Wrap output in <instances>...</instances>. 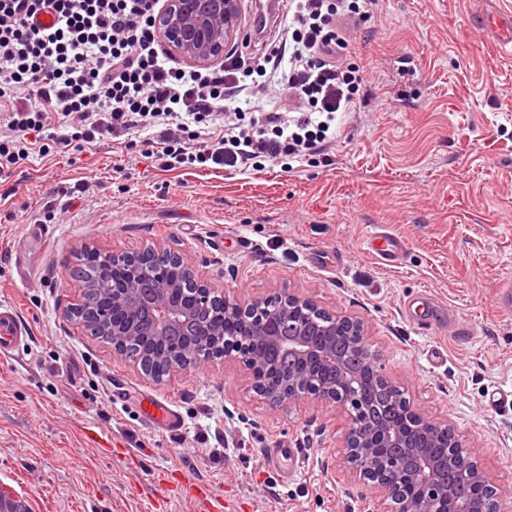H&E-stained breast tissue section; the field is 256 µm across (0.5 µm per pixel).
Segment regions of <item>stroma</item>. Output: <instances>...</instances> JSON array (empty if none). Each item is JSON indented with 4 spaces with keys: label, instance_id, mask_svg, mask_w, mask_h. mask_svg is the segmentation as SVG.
Returning a JSON list of instances; mask_svg holds the SVG:
<instances>
[{
    "label": "stroma",
    "instance_id": "35a3bbf8",
    "mask_svg": "<svg viewBox=\"0 0 512 512\" xmlns=\"http://www.w3.org/2000/svg\"><path fill=\"white\" fill-rule=\"evenodd\" d=\"M502 6L379 0L351 28L369 97L323 155L293 169L166 171L105 138L0 182V303L30 328L0 358V494L24 512H211L217 498L230 512H375L343 463L341 411L268 407L235 355L153 381L66 318L82 300L72 270L83 248L153 243L226 293L286 290L362 318L387 381L512 486V405L489 404L512 391V311L496 304L512 281V59L472 23ZM64 182L82 189L63 195ZM48 208L58 217L46 223ZM379 232L405 241L399 261L367 252ZM423 293L470 327L469 341L409 320ZM144 394L168 402L180 430L151 426ZM90 429L116 450L85 443ZM271 448L293 457L271 466Z\"/></svg>",
    "mask_w": 512,
    "mask_h": 512
}]
</instances>
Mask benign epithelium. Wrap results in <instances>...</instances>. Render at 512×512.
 Listing matches in <instances>:
<instances>
[{"mask_svg": "<svg viewBox=\"0 0 512 512\" xmlns=\"http://www.w3.org/2000/svg\"><path fill=\"white\" fill-rule=\"evenodd\" d=\"M161 43L188 63L208 67L224 57L240 34L239 0H165L155 19ZM172 255L192 279L197 293L191 295L175 277L160 269L145 272L149 287L133 278L120 279L112 290V335H139L136 314L143 298L150 299L155 331L146 337L151 352L147 357L169 361L167 372L188 370L180 356L183 351L165 344L164 336L186 333L199 338L221 336L225 324L234 325L239 336L252 345L244 365L250 371L253 391L270 408L305 398L345 408L336 390L350 380L373 371L375 357L366 336L365 323L358 317L326 313L328 322L312 325L306 311L317 307L310 298L286 290L266 298L246 300L226 294L220 297L224 314L220 321L200 323L193 330L198 300L208 299L215 285L198 278L190 260L155 245L135 253L112 255V270L124 265H147V260ZM275 302L279 308L265 320H251L254 311ZM269 351L288 354L290 366L274 370L266 360ZM409 428L385 421L365 426L348 420L342 448L345 461L374 490L379 512H487L484 499L461 489L488 487L500 500L512 494L506 485L494 483L484 468L478 449L464 443L459 435L448 442L454 458L452 472H446L433 454L435 437L451 430L419 410L408 407Z\"/></svg>", "mask_w": 512, "mask_h": 512, "instance_id": "obj_1", "label": "benign epithelium"}]
</instances>
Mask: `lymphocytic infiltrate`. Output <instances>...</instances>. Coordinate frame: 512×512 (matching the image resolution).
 I'll return each mask as SVG.
<instances>
[{"label": "lymphocytic infiltrate", "mask_w": 512, "mask_h": 512, "mask_svg": "<svg viewBox=\"0 0 512 512\" xmlns=\"http://www.w3.org/2000/svg\"><path fill=\"white\" fill-rule=\"evenodd\" d=\"M377 4L291 0L285 36L262 59L231 54L220 68L187 70L159 55L161 0H0V178L52 147L147 129L168 171L321 154L367 93L342 22ZM272 73L279 111L245 113L240 96L261 98Z\"/></svg>", "instance_id": "obj_1"}]
</instances>
